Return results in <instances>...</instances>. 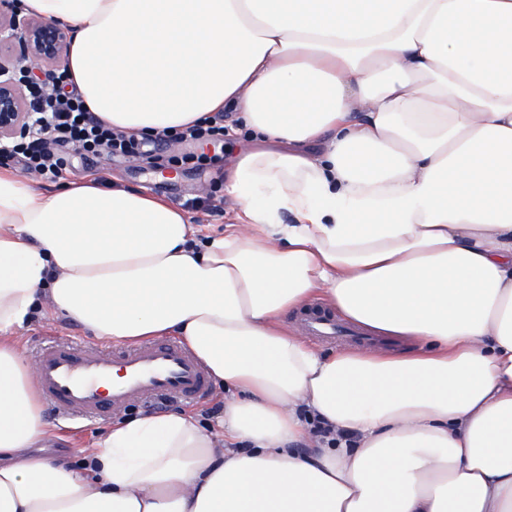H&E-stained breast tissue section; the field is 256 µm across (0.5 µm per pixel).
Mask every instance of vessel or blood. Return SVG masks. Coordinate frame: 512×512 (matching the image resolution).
<instances>
[{
  "mask_svg": "<svg viewBox=\"0 0 512 512\" xmlns=\"http://www.w3.org/2000/svg\"><path fill=\"white\" fill-rule=\"evenodd\" d=\"M33 374L58 415L82 420L102 419L160 396L194 402L209 391L201 362L169 340L118 350L54 340L36 353Z\"/></svg>",
  "mask_w": 512,
  "mask_h": 512,
  "instance_id": "obj_1",
  "label": "vessel or blood"
}]
</instances>
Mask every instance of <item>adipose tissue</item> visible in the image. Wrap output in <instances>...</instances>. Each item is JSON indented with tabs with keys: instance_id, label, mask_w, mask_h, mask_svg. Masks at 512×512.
<instances>
[{
	"instance_id": "adipose-tissue-1",
	"label": "adipose tissue",
	"mask_w": 512,
	"mask_h": 512,
	"mask_svg": "<svg viewBox=\"0 0 512 512\" xmlns=\"http://www.w3.org/2000/svg\"><path fill=\"white\" fill-rule=\"evenodd\" d=\"M128 135L234 108L223 236L102 179L0 173V512H512V0H22ZM290 223H283V215ZM176 336L229 397L112 428L79 467L17 337L42 306ZM384 346L321 354L289 316ZM355 447L296 445L313 421Z\"/></svg>"
}]
</instances>
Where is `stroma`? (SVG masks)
<instances>
[{
	"label": "stroma",
	"mask_w": 512,
	"mask_h": 512,
	"mask_svg": "<svg viewBox=\"0 0 512 512\" xmlns=\"http://www.w3.org/2000/svg\"><path fill=\"white\" fill-rule=\"evenodd\" d=\"M238 125L235 113H225L223 141L200 147L201 152L219 155L220 160L201 168L180 163L179 157L185 150L180 143L157 145L158 161L154 164L138 157H119L105 151L92 155L75 149L62 160L61 176L53 179L37 176L33 182L37 188L50 189L64 180L103 173L108 177V186L165 196L176 206L187 210L203 234L220 235L225 226L232 223L235 211L234 201L224 191V172L238 152L248 145L245 135L238 133ZM52 339L83 344L94 341L81 325L57 319L45 312L34 318L19 343L25 355L30 357L43 342ZM47 421L60 437L59 442L52 446V453L68 457L75 464L81 460L79 448L92 445L113 423L109 417L88 421L63 420L52 415Z\"/></svg>",
	"instance_id": "35a3bbf8"
}]
</instances>
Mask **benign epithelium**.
Here are the masks:
<instances>
[{
    "mask_svg": "<svg viewBox=\"0 0 512 512\" xmlns=\"http://www.w3.org/2000/svg\"><path fill=\"white\" fill-rule=\"evenodd\" d=\"M66 39L60 28L20 15L14 0H0V142L28 130L30 108L15 72L24 68L49 81L44 65H61Z\"/></svg>",
    "mask_w": 512,
    "mask_h": 512,
    "instance_id": "1",
    "label": "benign epithelium"
}]
</instances>
